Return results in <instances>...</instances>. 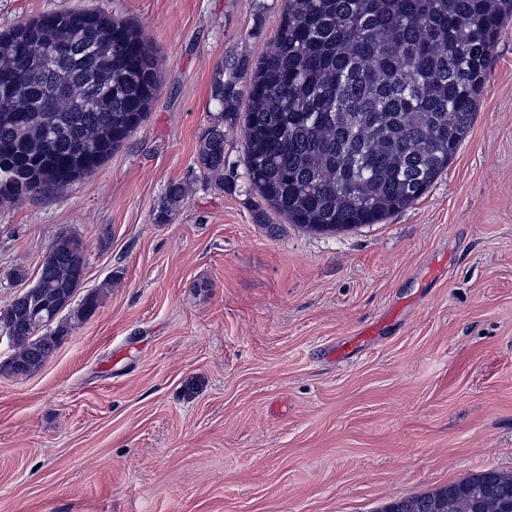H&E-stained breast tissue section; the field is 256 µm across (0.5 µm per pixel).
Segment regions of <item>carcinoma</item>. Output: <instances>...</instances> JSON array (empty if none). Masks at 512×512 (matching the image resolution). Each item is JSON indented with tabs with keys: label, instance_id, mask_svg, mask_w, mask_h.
Returning <instances> with one entry per match:
<instances>
[{
	"label": "carcinoma",
	"instance_id": "obj_1",
	"mask_svg": "<svg viewBox=\"0 0 512 512\" xmlns=\"http://www.w3.org/2000/svg\"><path fill=\"white\" fill-rule=\"evenodd\" d=\"M281 23L247 93L219 77L221 109L196 164L224 189V121L244 128L249 188L287 223L317 233L380 224L417 202L471 128L512 0H281ZM158 61L135 24L96 10L51 11L0 33V200L95 172L147 117ZM185 197L168 186L158 220ZM86 269L73 233L53 238L36 288L0 310L27 376L58 349L59 320ZM481 507L448 484V512H503L512 474L487 470ZM437 493V494H439ZM437 494L396 500L434 512Z\"/></svg>",
	"mask_w": 512,
	"mask_h": 512
}]
</instances>
